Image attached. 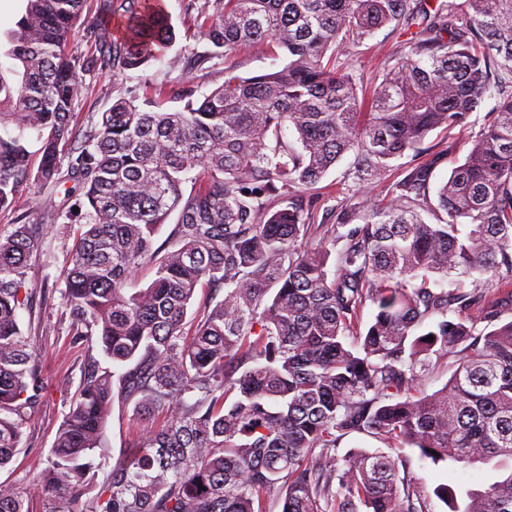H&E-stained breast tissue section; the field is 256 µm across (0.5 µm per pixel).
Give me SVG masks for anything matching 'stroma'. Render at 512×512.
Returning <instances> with one entry per match:
<instances>
[{"label":"stroma","mask_w":512,"mask_h":512,"mask_svg":"<svg viewBox=\"0 0 512 512\" xmlns=\"http://www.w3.org/2000/svg\"><path fill=\"white\" fill-rule=\"evenodd\" d=\"M176 31L174 44L162 57L137 69H125L112 62V44L121 35L117 17L108 0H87L82 16L75 24L68 43L70 55L84 62L78 71L83 92L74 104L73 121L84 130L100 122L104 112L120 98L147 109L158 105L182 108L186 100H201L224 82V64L232 62L237 74L247 77L273 70L280 65L263 50L242 48L224 57L221 48L207 38L205 29L217 12L211 0H160ZM403 38L391 28H383L362 45L352 48L349 58L358 77L359 92L371 96L382 79L385 64L394 61L402 50ZM80 197L77 184L69 179L55 185L22 188L11 206L0 211V234L12 232L17 218L29 224H49L37 253L27 266L26 285L33 291L32 309L22 312L21 325L30 336L40 358L47 383V396L12 462L0 469V482L29 486L48 466L50 448L63 420L66 404L89 366L86 346L72 344L69 319L60 294L44 298L43 283L62 284L68 267L64 245L67 231L76 213ZM132 405L114 400L108 419V462L120 458L130 440ZM405 463V475L417 485L431 512H446L435 496L436 486L448 484L464 490L490 482V466L461 468L434 465L421 460L416 449L398 451Z\"/></svg>","instance_id":"stroma-1"}]
</instances>
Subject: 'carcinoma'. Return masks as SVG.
Instances as JSON below:
<instances>
[{
	"instance_id": "cac0c4a2",
	"label": "carcinoma",
	"mask_w": 512,
	"mask_h": 512,
	"mask_svg": "<svg viewBox=\"0 0 512 512\" xmlns=\"http://www.w3.org/2000/svg\"><path fill=\"white\" fill-rule=\"evenodd\" d=\"M23 2L4 51L20 82L0 68V209L29 183L59 182L69 158L85 211L61 296L71 340L108 366L81 378L45 472L0 483V512H264L276 493L282 512H428L401 459L336 456L354 433L435 465L494 460L496 480L465 506L448 485L435 495L448 512H512V320L500 322L512 306V0H217L206 35L224 56L257 45L284 65L242 77L226 64L224 84L180 111L119 99L82 135L67 44L85 0ZM117 9L120 67L174 42L153 0ZM386 26L409 35L407 51L365 101L348 50ZM487 98L464 162L432 188ZM410 152L420 161L399 163ZM346 155L350 195L317 224L306 190ZM174 211L164 251L154 235ZM44 235L21 222L0 238V468L45 401L18 320ZM144 265L150 284L130 287ZM206 288L224 299L190 313ZM473 312L490 331L474 334ZM450 353L448 383L417 394ZM116 397L134 404L135 432L100 482Z\"/></svg>"
}]
</instances>
